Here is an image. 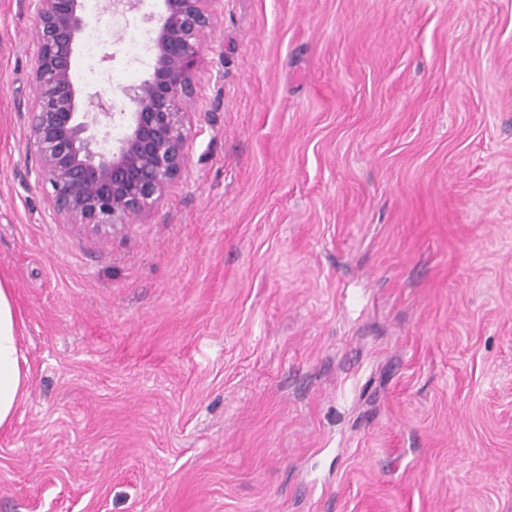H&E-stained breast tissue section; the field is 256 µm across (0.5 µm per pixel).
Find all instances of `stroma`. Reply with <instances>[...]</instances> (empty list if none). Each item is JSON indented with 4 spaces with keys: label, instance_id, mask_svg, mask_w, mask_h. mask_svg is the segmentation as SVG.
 <instances>
[{
    "label": "stroma",
    "instance_id": "obj_1",
    "mask_svg": "<svg viewBox=\"0 0 512 512\" xmlns=\"http://www.w3.org/2000/svg\"><path fill=\"white\" fill-rule=\"evenodd\" d=\"M105 6L86 94L153 64ZM209 9L182 171L104 236L22 163L38 22L0 0V512H512V0ZM21 324L11 288L0 281V429L8 427L28 389V368L21 351Z\"/></svg>",
    "mask_w": 512,
    "mask_h": 512
}]
</instances>
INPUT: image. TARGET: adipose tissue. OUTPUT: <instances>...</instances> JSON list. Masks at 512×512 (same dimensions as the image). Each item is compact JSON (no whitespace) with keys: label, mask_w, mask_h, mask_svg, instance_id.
Segmentation results:
<instances>
[{"label":"adipose tissue","mask_w":512,"mask_h":512,"mask_svg":"<svg viewBox=\"0 0 512 512\" xmlns=\"http://www.w3.org/2000/svg\"><path fill=\"white\" fill-rule=\"evenodd\" d=\"M20 328L12 292L0 283V429L11 424L28 389V370L21 351Z\"/></svg>","instance_id":"ef3b65f1"}]
</instances>
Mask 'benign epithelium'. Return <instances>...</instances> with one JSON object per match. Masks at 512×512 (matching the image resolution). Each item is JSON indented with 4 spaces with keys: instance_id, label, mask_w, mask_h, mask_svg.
Listing matches in <instances>:
<instances>
[{
    "instance_id": "7a95c632",
    "label": "benign epithelium",
    "mask_w": 512,
    "mask_h": 512,
    "mask_svg": "<svg viewBox=\"0 0 512 512\" xmlns=\"http://www.w3.org/2000/svg\"><path fill=\"white\" fill-rule=\"evenodd\" d=\"M211 0H162L149 39L151 71L118 97L96 92L86 102L73 59L86 25L84 0H31L38 19L36 90L26 156L50 187L58 224L116 233L144 214L180 175L186 139L184 105L193 92L199 43L213 24ZM125 131L112 136L115 120Z\"/></svg>"
}]
</instances>
